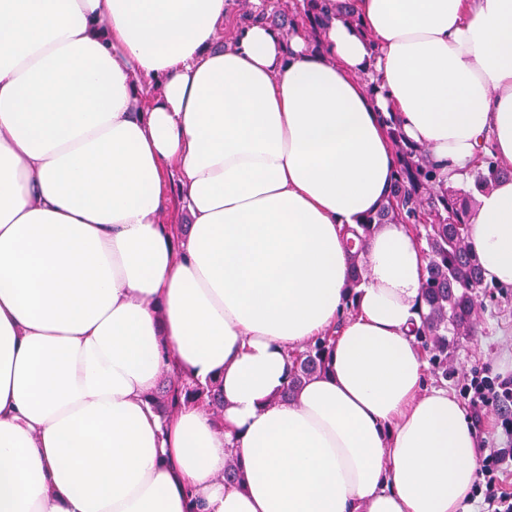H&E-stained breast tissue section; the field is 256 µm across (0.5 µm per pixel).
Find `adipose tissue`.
<instances>
[{
  "label": "adipose tissue",
  "mask_w": 512,
  "mask_h": 512,
  "mask_svg": "<svg viewBox=\"0 0 512 512\" xmlns=\"http://www.w3.org/2000/svg\"><path fill=\"white\" fill-rule=\"evenodd\" d=\"M231 9L0 0V512H471L476 431L411 333L422 247L380 225L353 289L344 238L396 180L390 124L445 186L512 166V0H346L318 48L223 43ZM468 219L512 286V180ZM167 371L221 382V420L162 419ZM336 336H323L305 345L302 351L291 355V376L286 393L294 394L312 375L325 369L326 361Z\"/></svg>",
  "instance_id": "obj_1"
}]
</instances>
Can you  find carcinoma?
<instances>
[{
	"instance_id": "1",
	"label": "carcinoma",
	"mask_w": 512,
	"mask_h": 512,
	"mask_svg": "<svg viewBox=\"0 0 512 512\" xmlns=\"http://www.w3.org/2000/svg\"><path fill=\"white\" fill-rule=\"evenodd\" d=\"M240 22L263 20L278 28L284 38L295 33L296 25H307L308 36L319 39L323 27L336 16L333 0H265L267 7L257 11L249 0H237ZM392 139L403 161L387 202L356 228L346 246L350 254V287L363 281L365 242L379 224L404 222L412 225L423 243L425 266L421 298L426 313L414 329L415 341L428 363L431 385L448 380V346L475 334L480 322L484 288L482 268L468 244L467 213L475 203L474 190L488 189L502 177H512V167L484 161L474 175L473 187L453 189L437 181L433 169L415 163L412 151L402 142L399 129ZM333 336H323L291 355V376L287 393L293 394L312 375L325 369ZM156 409L164 417L181 406L196 403L219 417L224 408L221 384H187L170 375L156 389Z\"/></svg>"
}]
</instances>
